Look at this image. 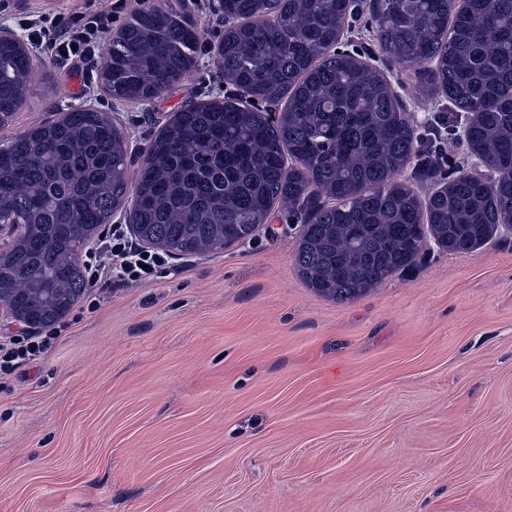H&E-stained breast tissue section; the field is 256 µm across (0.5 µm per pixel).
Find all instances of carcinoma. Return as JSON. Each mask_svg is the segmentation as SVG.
<instances>
[{"label": "carcinoma", "instance_id": "carcinoma-1", "mask_svg": "<svg viewBox=\"0 0 512 512\" xmlns=\"http://www.w3.org/2000/svg\"><path fill=\"white\" fill-rule=\"evenodd\" d=\"M351 0H224L218 66L235 100L175 112L129 171L128 138L85 108L0 141V221L20 228L0 246V289L43 327L85 293L80 255L129 207L139 239L178 256L219 254L251 239L275 206L300 213L295 266L338 302L408 268L425 240L469 254L512 224V0H374L383 54L425 75L472 115L467 143L498 178L466 173L422 201L396 176L418 156L414 125L386 75L333 52ZM196 24L168 2L134 13L106 50L103 88L120 101L162 93L193 67ZM34 60L0 40V128L24 104ZM279 106L259 109L254 103Z\"/></svg>", "mask_w": 512, "mask_h": 512}]
</instances>
